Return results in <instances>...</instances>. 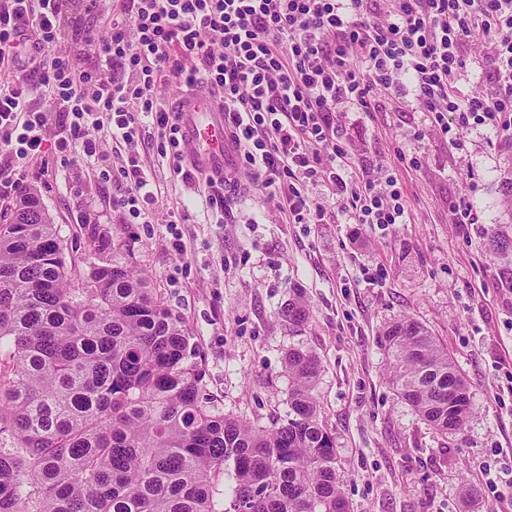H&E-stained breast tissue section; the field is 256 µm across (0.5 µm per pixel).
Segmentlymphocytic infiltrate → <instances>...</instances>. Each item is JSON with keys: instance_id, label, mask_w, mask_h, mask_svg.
<instances>
[{"instance_id": "obj_1", "label": "lymphocytic infiltrate", "mask_w": 512, "mask_h": 512, "mask_svg": "<svg viewBox=\"0 0 512 512\" xmlns=\"http://www.w3.org/2000/svg\"><path fill=\"white\" fill-rule=\"evenodd\" d=\"M119 0L106 36L88 39L99 61L80 70L57 51L72 0H0V198L19 193L16 164L79 153L97 159L101 179L126 184L119 200L130 223H149L155 194L136 147L144 118L158 129L161 156L190 179L178 117L158 96L164 84L203 85L224 99V122L240 166L278 200L292 224H325L332 214L308 192L323 186L357 224L402 223L404 192L360 177L356 156L336 140L335 109L372 112L379 95L409 80L432 124L455 149L473 126L512 136V0ZM489 40L481 59L493 93L462 94L467 50ZM65 130L47 141L53 113ZM109 129L130 152L108 169L91 130Z\"/></svg>"}]
</instances>
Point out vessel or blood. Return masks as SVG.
Wrapping results in <instances>:
<instances>
[{"instance_id":"obj_1","label":"vessel or blood","mask_w":512,"mask_h":512,"mask_svg":"<svg viewBox=\"0 0 512 512\" xmlns=\"http://www.w3.org/2000/svg\"><path fill=\"white\" fill-rule=\"evenodd\" d=\"M173 110L180 117L192 169L234 188L240 180L239 147L224 124L223 100L200 87L179 94Z\"/></svg>"}]
</instances>
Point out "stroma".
Listing matches in <instances>:
<instances>
[{
    "label": "stroma",
    "instance_id": "35a3bbf8",
    "mask_svg": "<svg viewBox=\"0 0 512 512\" xmlns=\"http://www.w3.org/2000/svg\"><path fill=\"white\" fill-rule=\"evenodd\" d=\"M108 31L106 18L75 0L61 46L91 67L83 38ZM335 119L340 142L370 178L398 179L404 223L386 231L350 223L315 185L309 193L333 211L330 223H287L277 201L254 185L232 196L216 220L207 184L173 175L149 124L140 156L157 197L152 223H128L113 208L124 187L98 183L96 162L65 163L49 152L41 162H19L18 172L52 216L67 265L85 268L98 227L150 276L184 319L206 390L225 414L260 428L282 424L288 351L317 358L314 393L352 512H512V486L490 484L493 472L512 466V254L496 255L491 245L494 234L512 238L498 189L501 137L473 127L464 149L452 148L407 85L377 111L343 104ZM411 158L418 167L408 166ZM463 198L480 223L450 221L449 205ZM172 217L180 221V253L168 246ZM294 301L309 311L298 326L281 315ZM400 318L427 328L464 375L470 415L461 435L434 430L389 384L378 334ZM470 486L481 496L467 506Z\"/></svg>",
    "mask_w": 512,
    "mask_h": 512
}]
</instances>
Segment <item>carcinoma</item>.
I'll use <instances>...</instances> for the list:
<instances>
[{"instance_id": "obj_1", "label": "carcinoma", "mask_w": 512, "mask_h": 512, "mask_svg": "<svg viewBox=\"0 0 512 512\" xmlns=\"http://www.w3.org/2000/svg\"><path fill=\"white\" fill-rule=\"evenodd\" d=\"M502 150L512 217V137ZM88 270L34 190L0 224V512H348L336 448L314 396L319 371L288 352V419L270 429L224 415L203 384L182 318L109 235ZM282 316L307 318L305 305ZM389 383L444 435L463 431L467 383L448 349L410 319L379 336Z\"/></svg>"}]
</instances>
